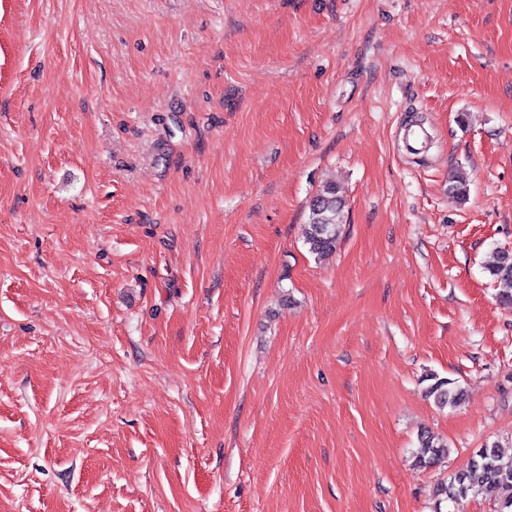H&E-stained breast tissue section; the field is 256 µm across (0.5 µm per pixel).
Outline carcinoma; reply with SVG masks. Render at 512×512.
Masks as SVG:
<instances>
[{"label":"carcinoma","instance_id":"cac0c4a2","mask_svg":"<svg viewBox=\"0 0 512 512\" xmlns=\"http://www.w3.org/2000/svg\"><path fill=\"white\" fill-rule=\"evenodd\" d=\"M345 201L338 196L336 185L326 186L309 205L305 245L310 254L317 258L327 256L336 250L338 233L344 221ZM498 290V298L512 304V251H496L495 259L488 267ZM427 395L440 408L457 407L463 399V392L451 386V382L438 379L427 388ZM448 451L447 445L438 437L425 432L420 435V452L416 463L428 466L440 460ZM447 498L468 494H493L499 502L512 503V464H501L498 445L493 443L480 449L472 457L467 468L458 472L444 490Z\"/></svg>","mask_w":512,"mask_h":512}]
</instances>
